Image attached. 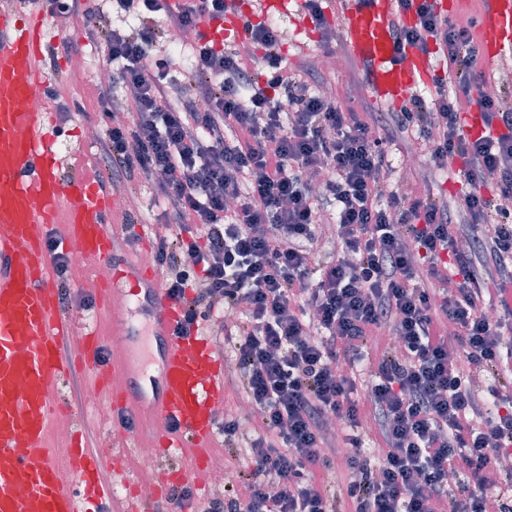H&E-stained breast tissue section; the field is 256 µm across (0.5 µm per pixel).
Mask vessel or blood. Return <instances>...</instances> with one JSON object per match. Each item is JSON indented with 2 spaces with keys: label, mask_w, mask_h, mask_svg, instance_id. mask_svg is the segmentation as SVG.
Listing matches in <instances>:
<instances>
[{
  "label": "vessel or blood",
  "mask_w": 512,
  "mask_h": 512,
  "mask_svg": "<svg viewBox=\"0 0 512 512\" xmlns=\"http://www.w3.org/2000/svg\"><path fill=\"white\" fill-rule=\"evenodd\" d=\"M336 6L344 47L365 67L379 101L402 102L408 89L431 81L427 57L395 49L394 0H336ZM260 13L301 19L289 0H258L256 7L204 19L200 41L223 47ZM47 26L46 11L0 7V512H106L112 488L100 480V453L73 450V485L59 479V462L44 443L67 372L64 339L75 337L84 365H97L101 353L96 333L59 312L57 269L46 246L50 225H66L67 244L86 260L111 264L104 308L117 292L148 319L156 368L142 363L138 334L123 323L127 342L112 354V407L133 419L154 456L181 448L205 457L214 408L224 400V367L208 336L179 335L185 307L153 268L115 260L106 226L120 210L116 191L91 178L67 186L57 176L49 116L25 105L33 87L47 84L53 46ZM478 29L485 62L512 51V0H484Z\"/></svg>",
  "instance_id": "vessel-or-blood-1"
}]
</instances>
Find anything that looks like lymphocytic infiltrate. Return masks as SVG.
Here are the masks:
<instances>
[{"instance_id":"f902f5d3","label":"lymphocytic infiltrate","mask_w":512,"mask_h":512,"mask_svg":"<svg viewBox=\"0 0 512 512\" xmlns=\"http://www.w3.org/2000/svg\"><path fill=\"white\" fill-rule=\"evenodd\" d=\"M46 2L104 45L112 81L74 108L103 128L112 188L151 187L165 227L154 263L185 306L181 330L223 336L229 384L258 414L254 436L233 415L218 425L236 473L223 495L181 488L170 504L339 512L341 456L353 512H488L512 452V105L486 93L474 19L396 0L415 19L394 30L397 52H436L443 72L367 122L314 92L318 70H289L271 23L248 24L243 54L196 39L175 50L171 31L197 30L226 0ZM109 11L135 22L103 27ZM465 101L484 135L464 134ZM411 129L436 167L458 160L455 201L391 187L384 146Z\"/></svg>"}]
</instances>
